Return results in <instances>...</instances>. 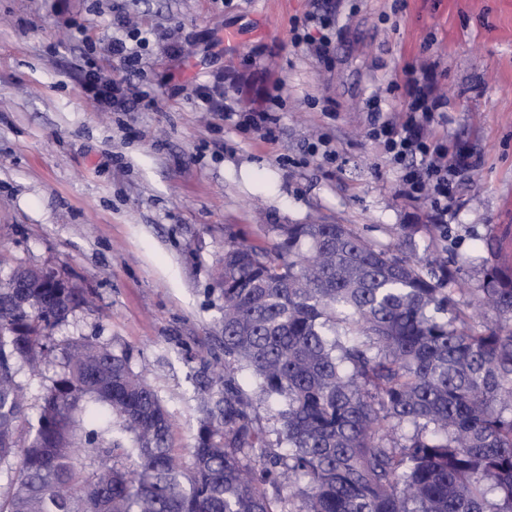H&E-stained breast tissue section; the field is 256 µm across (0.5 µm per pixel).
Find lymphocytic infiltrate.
Masks as SVG:
<instances>
[{
	"label": "lymphocytic infiltrate",
	"mask_w": 512,
	"mask_h": 512,
	"mask_svg": "<svg viewBox=\"0 0 512 512\" xmlns=\"http://www.w3.org/2000/svg\"><path fill=\"white\" fill-rule=\"evenodd\" d=\"M410 100L400 120L384 115L379 104H371L369 139L382 145L390 160L402 169V187L407 197H431L437 218L448 214V196L456 179L471 170L465 155L449 156L447 147L437 134L442 124L441 101L420 87L418 79H409ZM81 89L87 100L104 103L115 110L130 105L151 109L155 100L149 93L133 90L126 82L102 80L95 63H88Z\"/></svg>",
	"instance_id": "lymphocytic-infiltrate-1"
}]
</instances>
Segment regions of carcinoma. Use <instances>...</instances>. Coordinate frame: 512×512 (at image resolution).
<instances>
[{"mask_svg": "<svg viewBox=\"0 0 512 512\" xmlns=\"http://www.w3.org/2000/svg\"><path fill=\"white\" fill-rule=\"evenodd\" d=\"M422 228L448 240L446 224L400 231ZM486 249L483 287L462 288L448 247L423 267L350 224L224 234V360L199 371L187 465L142 373L93 339L67 347L29 424L14 360L40 373L50 332L87 299L55 270L46 288L39 269H13L0 277V470L32 434L0 512H512V267L495 237Z\"/></svg>", "mask_w": 512, "mask_h": 512, "instance_id": "carcinoma-1", "label": "carcinoma"}]
</instances>
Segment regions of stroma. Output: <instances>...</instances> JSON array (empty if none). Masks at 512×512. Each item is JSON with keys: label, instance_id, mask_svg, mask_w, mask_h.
Wrapping results in <instances>:
<instances>
[{"label": "stroma", "instance_id": "obj_1", "mask_svg": "<svg viewBox=\"0 0 512 512\" xmlns=\"http://www.w3.org/2000/svg\"><path fill=\"white\" fill-rule=\"evenodd\" d=\"M310 13L338 20L330 62L291 42ZM136 29L152 39L130 76L104 49ZM89 53L102 78L149 89L155 109L88 101ZM409 71L445 104L449 152L474 164L448 202L447 245L478 288L489 235L512 264V0H0V271L50 266L95 300L53 330L42 375L17 366L29 421L64 348L92 338L129 352L189 456L194 375L224 354L225 228L253 241L267 224H350L390 245L401 225L429 223V199L407 201L366 136L369 98L402 111ZM202 85L240 113L280 96L273 140L204 111ZM325 138L335 160L314 151Z\"/></svg>", "mask_w": 512, "mask_h": 512}]
</instances>
